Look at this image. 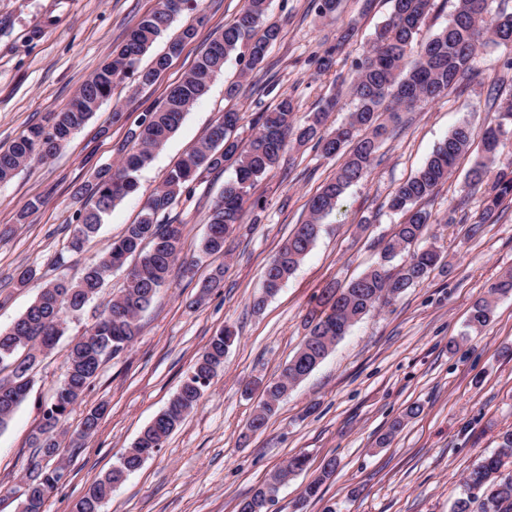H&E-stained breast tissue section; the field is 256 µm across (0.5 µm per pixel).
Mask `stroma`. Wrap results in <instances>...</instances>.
Returning <instances> with one entry per match:
<instances>
[{"label": "stroma", "instance_id": "obj_1", "mask_svg": "<svg viewBox=\"0 0 512 512\" xmlns=\"http://www.w3.org/2000/svg\"><path fill=\"white\" fill-rule=\"evenodd\" d=\"M244 5L245 0H198L196 11L184 12L173 26L193 23L199 14L205 24L153 85L118 84L56 157L0 184V330L11 326L58 274L79 279L225 111L243 113L237 136L245 141L256 113L273 106L277 94L291 95L302 119L326 96L339 93L341 81L353 75L361 46L391 10L389 0H341L335 17L323 18L311 0H269L265 20L279 26L280 38L264 62L250 71L244 61L231 58L141 171L137 192L105 218L83 253H66L67 224L80 207L76 187L101 166L116 163V150L140 113L165 98L210 35L233 21ZM156 6L157 0H0V146L65 108ZM341 36L346 42L335 65L320 71L317 56ZM505 53V48L487 47L459 88L403 113L370 174L323 218L311 252L257 314L251 302L268 261L308 219L309 199L338 165L309 144L287 149L250 190L263 203L260 215L245 213L224 256L202 259L189 274L174 265L167 285L141 315L135 341L103 364L67 426L76 428L99 405L107 412L97 432L68 451L69 478L47 500L45 512H68L112 468L167 406L210 338L227 326L237 339L224 357L223 372L102 512H236L243 498L300 453L308 455L309 468L280 486L272 512H291L328 459L335 460L336 471L305 512H451L468 470L497 451L500 432L512 429V294L497 299L493 318L481 332L464 331L475 300L512 270V204L503 206L479 237H468L469 225L482 210L481 193L465 185L469 156L459 159L447 183L424 204L435 219L425 243L442 251L446 267L356 323L289 393L265 429L250 433L245 426L262 400L263 383L280 375L305 336L314 296L328 283H346L378 262L383 243L402 219L387 207L391 192L456 126L469 124L474 135H482L491 86L512 94V74L501 71ZM238 81L242 93L226 98V86ZM116 111L122 114L117 122L112 119ZM233 176L229 164L211 172L169 212V220L184 227V254L197 252L211 208ZM36 198L43 206L23 214L24 205ZM218 266L224 269L220 288L191 306L199 282ZM26 267L34 268L36 277L27 287H17L16 275ZM123 282L122 273L112 274L98 297L69 318L66 338L34 369L28 397L0 430V512H19L21 499L14 490L30 463L31 437L42 410L65 375L70 339L84 333ZM452 338L459 341L453 351L448 348ZM414 404L421 405V413L404 419L391 443L379 446L390 423L404 418Z\"/></svg>", "mask_w": 512, "mask_h": 512}]
</instances>
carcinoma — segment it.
Wrapping results in <instances>:
<instances>
[{"label": "carcinoma", "instance_id": "1", "mask_svg": "<svg viewBox=\"0 0 512 512\" xmlns=\"http://www.w3.org/2000/svg\"><path fill=\"white\" fill-rule=\"evenodd\" d=\"M391 2L388 18L356 61L350 86L353 109L346 124L335 129L327 127L329 112L339 105L336 94L301 123L293 98L283 93L273 108L257 113L252 121L254 133L244 144L234 137L243 115L235 110L224 112L207 135L171 169L162 186L147 199L136 222L126 225L122 235L87 266L80 280L60 277L46 283L25 313L8 330L0 331V367L10 369L8 378H0L1 430L26 398L30 373L41 362L40 355L53 349L65 336L67 316L80 312L93 301L112 273L135 268L134 274L125 278L119 294L67 350L64 378L69 380L74 398L64 405L51 403L42 415L55 426L66 422L73 404L96 379L104 361L125 350L138 335L141 314L165 286L175 262L185 267L196 263L195 257L182 254L183 225L162 219L196 180L224 168L226 162L235 165L236 176L225 183L199 246L204 255L222 254L227 239L242 222L250 188L273 170L290 143L312 142L325 158L345 156L333 177L310 200V219L296 225L270 258L261 293L252 301V309L257 312L279 292L310 252L322 218L333 211L351 185L369 174L380 145L395 133L401 113L448 94L449 89L473 72L481 49L489 45L512 49V12L491 11L489 0H457L448 25L425 40L420 33L435 0ZM188 3L189 0H177L175 9L159 7L143 16L112 52V58L81 85L65 109L53 113L47 123L29 127L8 146L0 147V183L9 182L34 162L54 158L112 96L117 83L130 78L142 87L152 85L170 58L197 37L198 26L204 22L201 17L197 24L185 26L169 41L165 52L142 64L146 53ZM266 10L267 0H246L239 16L209 38L195 65L171 89L164 103L140 114L117 148L118 164L100 169L93 180L75 189L74 195L83 201V207L70 222V251L82 252L105 216L137 190L139 172L166 145L186 112L207 92L213 78L238 49L247 50L246 68L250 71L264 61L280 35L277 25L262 26ZM487 106L495 112V123L485 129L480 142L474 141L468 124L458 126L414 176L395 188L389 208L401 213L403 220L381 248L379 262L343 287L329 284L323 288L309 313L307 335L288 361L283 376L266 384L264 400L257 415L247 423V430L256 432L264 428L288 390L303 381L363 316L390 304L442 265L436 249L412 252L410 247L425 238L430 226L432 215L421 204L448 181L461 156L471 155L466 180L470 187L484 194L482 211L470 224L468 236L477 235L504 202L512 201V140L506 137V126L512 125V95L501 98L491 94ZM399 256L402 263L394 271L391 263ZM223 276L224 270L218 268L204 280L195 303L218 287ZM509 294L512 272L501 275L489 288L491 296ZM492 316V302L480 298L471 307L467 328L481 329ZM235 339L236 334L228 327L211 337L168 406L140 432L118 463L69 506V512H101L113 492L158 453L218 376ZM103 415L101 406L86 413L70 447L78 448L79 441L94 433ZM31 446L35 462L27 467L23 477L30 491L29 498L23 501V512H45L46 492L59 489L60 476L57 470L41 466L36 458L62 456V443L53 441L51 429L42 424L32 436ZM499 448L500 452L483 458L467 472L452 512H512V474L502 472V459L512 451V429L499 435ZM307 464L304 455L290 458L272 481L258 486L240 501L238 512H270L268 503L278 491V484L304 470ZM335 469V461L327 462L321 474L306 485L300 501L305 504L318 497L321 486Z\"/></svg>", "mask_w": 512, "mask_h": 512}]
</instances>
